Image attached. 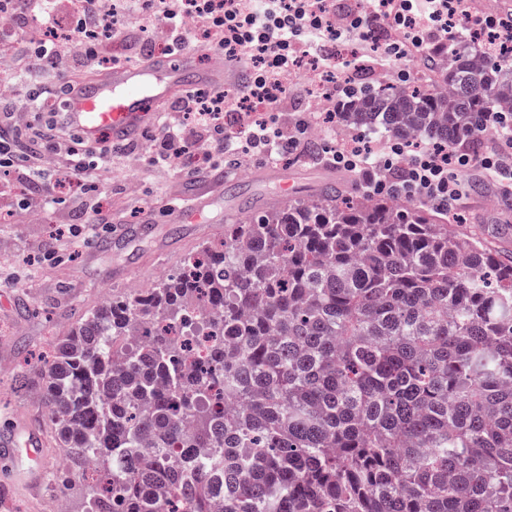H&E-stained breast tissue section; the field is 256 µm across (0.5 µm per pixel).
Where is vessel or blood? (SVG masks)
<instances>
[{"mask_svg":"<svg viewBox=\"0 0 512 512\" xmlns=\"http://www.w3.org/2000/svg\"><path fill=\"white\" fill-rule=\"evenodd\" d=\"M195 50L177 56H154L100 73L80 85L69 108L71 122L90 142L109 136L112 142L136 140L155 121L161 107L180 94L198 87H218L238 83L243 67L223 57L213 56L209 66H200ZM224 189V174L209 173L198 183L191 199L176 207V219L199 223L211 197ZM0 455L11 461L13 487L40 489L45 473L41 438L24 421L0 436Z\"/></svg>","mask_w":512,"mask_h":512,"instance_id":"b4317fda","label":"vessel or blood"}]
</instances>
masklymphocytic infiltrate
<instances>
[{"mask_svg": "<svg viewBox=\"0 0 512 512\" xmlns=\"http://www.w3.org/2000/svg\"><path fill=\"white\" fill-rule=\"evenodd\" d=\"M14 25L0 32V55L9 58L17 74L29 70L51 71L70 88L72 73L91 69L112 56V39L130 19L138 20L148 43L164 40L168 53L186 47L217 51L225 60L248 58L253 71L244 88L236 92L211 88L192 90L169 103L155 130L146 133L147 157L170 168L184 170L187 163L208 166L216 159L233 162L256 159L275 164L296 155L306 129L296 124L288 129L278 122L276 112L247 116L239 133H225L224 116L241 111V103L254 96L283 102L287 89L279 81L298 56L310 55L313 46L368 36L372 27L383 26L397 39L381 51L385 65H392L407 51L425 52L456 30L487 33L512 39V12L474 15L462 8L464 0H378L374 13L351 9L336 15L328 0H197L196 11L207 31L205 41H196L183 21L186 0H115L111 15H104L100 0H82L80 8L66 0H7ZM48 31L45 39L20 40L19 32L29 22ZM193 114L194 128H187L181 113ZM19 110L0 116L9 125H21L27 138L37 146L34 155L24 157L14 139L0 134V170H25L26 182L40 181L44 199H53V185L42 183L43 164L55 158L64 180L80 182L81 193L99 191L101 174L122 155V146L100 141L91 146L92 160L80 157L72 142L78 131L67 122L65 111H51L48 122H20ZM503 145L501 152L485 156L481 166L500 185L512 187V124L490 123ZM323 162L359 173L366 186L383 187V176L393 168L403 173L401 187L407 197L449 206L465 191L464 171L469 155L451 150H410L392 141L383 151L353 145L331 147Z\"/></svg>", "mask_w": 512, "mask_h": 512, "instance_id": "1", "label": "lymphocytic infiltrate"}]
</instances>
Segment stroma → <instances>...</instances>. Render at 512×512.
I'll return each mask as SVG.
<instances>
[{"instance_id": "35a3bbf8", "label": "stroma", "mask_w": 512, "mask_h": 512, "mask_svg": "<svg viewBox=\"0 0 512 512\" xmlns=\"http://www.w3.org/2000/svg\"><path fill=\"white\" fill-rule=\"evenodd\" d=\"M145 151L140 139L127 155L114 158L101 195H84L65 185L58 189L57 204L47 210L17 207L15 196L24 184L13 174L0 173V278L13 281L10 287H0V429L20 415L32 426L44 425V407L19 389L16 379L26 361L49 351L72 323L98 306L103 292L124 296L132 287H145L188 252L222 238L225 224L239 212L266 206L279 192L276 182L264 178L263 163L246 160L238 179L225 183L223 194L211 199L201 223L174 224L169 203L189 193L200 174L148 162ZM277 168L287 172L297 199L309 198L326 171L307 152L299 160L279 162ZM466 174L471 189L448 212L466 216L468 227L494 240L512 224V195L506 202H495L483 194L497 187L486 170L474 165ZM99 206L109 213L110 228L93 241H80L74 235L76 211ZM147 206L152 215L146 224L142 210ZM115 224L132 228V235L113 240ZM49 242L57 254L45 262L41 252ZM43 446L46 476L35 493L7 492L10 468L0 460V512H46L48 496L59 491L53 474L62 450L48 437Z\"/></svg>"}]
</instances>
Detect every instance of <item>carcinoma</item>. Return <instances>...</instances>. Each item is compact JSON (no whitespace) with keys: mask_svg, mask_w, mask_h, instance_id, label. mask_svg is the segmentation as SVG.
Segmentation results:
<instances>
[{"mask_svg":"<svg viewBox=\"0 0 512 512\" xmlns=\"http://www.w3.org/2000/svg\"><path fill=\"white\" fill-rule=\"evenodd\" d=\"M511 53L458 40L436 86L364 84L336 115L475 152L486 114L512 116ZM432 208L325 187L80 317L18 385L85 512H512V250ZM209 295L188 362L168 328Z\"/></svg>","mask_w":512,"mask_h":512,"instance_id":"carcinoma-1","label":"carcinoma"}]
</instances>
